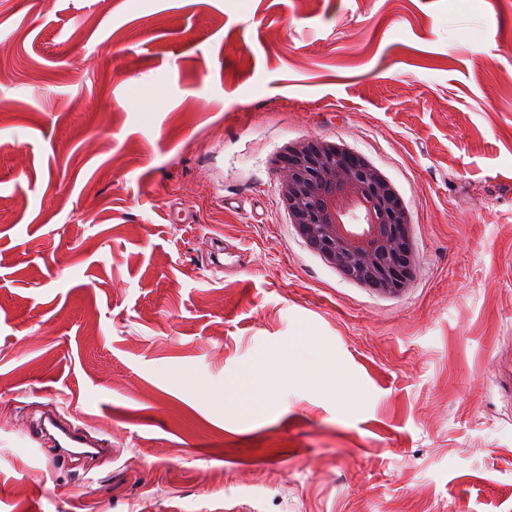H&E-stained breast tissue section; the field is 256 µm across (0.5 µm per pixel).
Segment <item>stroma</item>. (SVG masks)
Returning <instances> with one entry per match:
<instances>
[{
    "instance_id": "35a3bbf8",
    "label": "stroma",
    "mask_w": 512,
    "mask_h": 512,
    "mask_svg": "<svg viewBox=\"0 0 512 512\" xmlns=\"http://www.w3.org/2000/svg\"><path fill=\"white\" fill-rule=\"evenodd\" d=\"M299 140L408 288L297 235ZM0 512H512V0H0ZM281 200L305 243L346 279L381 294L410 284L412 224L399 195L364 157L327 141L290 144L277 160ZM363 210V230L346 217ZM36 429L41 435L54 439L58 455L62 457L72 456L73 448H83L86 455L100 454L104 450L103 445L71 429L54 415L40 420Z\"/></svg>"
}]
</instances>
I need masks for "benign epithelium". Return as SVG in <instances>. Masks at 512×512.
Wrapping results in <instances>:
<instances>
[{"label": "benign epithelium", "mask_w": 512, "mask_h": 512, "mask_svg": "<svg viewBox=\"0 0 512 512\" xmlns=\"http://www.w3.org/2000/svg\"><path fill=\"white\" fill-rule=\"evenodd\" d=\"M281 200L305 243L343 277L381 294L408 287L412 227L399 195L364 157L327 141H299L277 160ZM363 211L366 227L346 217Z\"/></svg>", "instance_id": "benign-epithelium-1"}]
</instances>
